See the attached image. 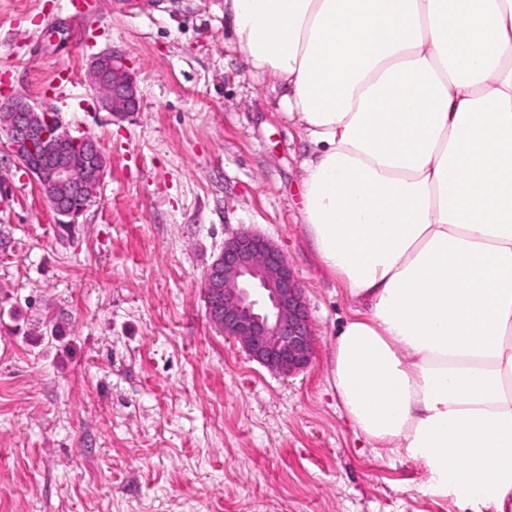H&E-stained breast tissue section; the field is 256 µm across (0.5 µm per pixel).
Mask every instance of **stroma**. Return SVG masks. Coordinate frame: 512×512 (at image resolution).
Masks as SVG:
<instances>
[{"label":"stroma","mask_w":512,"mask_h":512,"mask_svg":"<svg viewBox=\"0 0 512 512\" xmlns=\"http://www.w3.org/2000/svg\"><path fill=\"white\" fill-rule=\"evenodd\" d=\"M89 3L77 25L69 0H0V106L52 107L107 160L64 224L0 136V512H457L376 455L328 382L351 303L307 246L306 144L224 0ZM107 50L137 85L119 119L88 81ZM246 229L305 290L303 371H269L209 321L205 273Z\"/></svg>","instance_id":"stroma-1"}]
</instances>
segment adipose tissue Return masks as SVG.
I'll return each mask as SVG.
<instances>
[{
    "mask_svg": "<svg viewBox=\"0 0 512 512\" xmlns=\"http://www.w3.org/2000/svg\"><path fill=\"white\" fill-rule=\"evenodd\" d=\"M309 146L308 245L345 289L329 379L380 455L512 512V0H224Z\"/></svg>",
    "mask_w": 512,
    "mask_h": 512,
    "instance_id": "ef3b65f1",
    "label": "adipose tissue"
}]
</instances>
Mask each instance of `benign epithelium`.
<instances>
[{
	"mask_svg": "<svg viewBox=\"0 0 512 512\" xmlns=\"http://www.w3.org/2000/svg\"><path fill=\"white\" fill-rule=\"evenodd\" d=\"M91 86L99 105L114 118L138 107L133 74L123 59L108 51L90 65ZM0 112L9 113L0 125L10 151L19 145L38 149L40 165L22 163L35 178L55 212L68 223L80 212L71 206L87 188H99L107 166L94 161L77 176L57 150L58 141L69 139L85 146L96 158L100 152L89 138L77 139L63 129L50 107L38 108L18 97ZM204 299L210 321L224 335L240 343L249 357L282 374L306 368L313 357L314 332L304 288L280 246L268 237L243 231L224 242V248L208 268Z\"/></svg>",
	"mask_w": 512,
	"mask_h": 512,
	"instance_id": "1",
	"label": "benign epithelium"
}]
</instances>
